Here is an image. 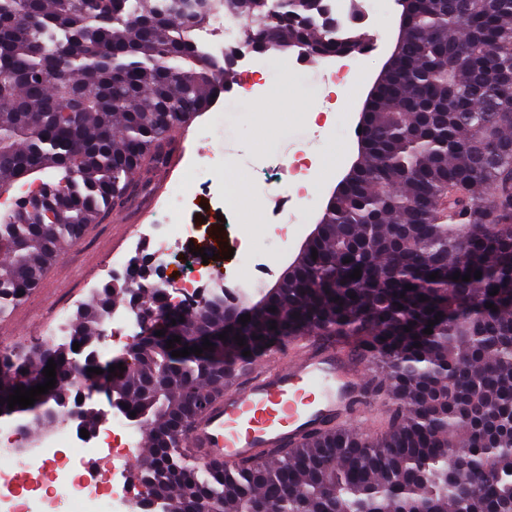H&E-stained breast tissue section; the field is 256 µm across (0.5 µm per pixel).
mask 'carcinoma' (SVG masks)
I'll return each mask as SVG.
<instances>
[{
  "label": "carcinoma",
  "mask_w": 512,
  "mask_h": 512,
  "mask_svg": "<svg viewBox=\"0 0 512 512\" xmlns=\"http://www.w3.org/2000/svg\"><path fill=\"white\" fill-rule=\"evenodd\" d=\"M220 8L266 53L319 61L358 49L296 21L303 0L286 16L265 0H209ZM0 17V101L10 104L0 109V188L41 176L38 197L0 215L2 317L89 225L151 193L173 134L226 82L223 61L191 39L208 14L177 0H0ZM367 112L357 162L317 235L261 307L232 312L250 322L225 324L222 288L165 309L149 260H135L151 287L109 283L74 315L68 342L5 354L0 399L44 383L52 359L55 388L24 409V427L61 422L72 362L99 367L91 351L104 315L124 302L154 313L164 335L136 344L125 370L92 378L145 424L140 479L156 512H512V0H410ZM457 272L472 278L454 281ZM202 334L213 350L171 356L202 346ZM297 336L358 339L376 366L384 426L328 425L253 464L199 462L185 429L251 361ZM450 448L465 449L454 479Z\"/></svg>",
  "instance_id": "obj_1"
}]
</instances>
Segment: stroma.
Segmentation results:
<instances>
[{
	"instance_id": "obj_1",
	"label": "stroma",
	"mask_w": 512,
	"mask_h": 512,
	"mask_svg": "<svg viewBox=\"0 0 512 512\" xmlns=\"http://www.w3.org/2000/svg\"><path fill=\"white\" fill-rule=\"evenodd\" d=\"M400 12L395 0H368L364 27L377 37L379 47L373 56L351 60V67L363 78L359 84L333 89L323 81L324 73L339 66L336 58L313 66L300 64L293 52L265 54L266 89L261 96H247L240 89H233L223 94L212 110L178 132L185 157L156 179L151 199L134 208L136 221L123 248L138 241L141 226L159 223L161 202L176 185L190 175L201 182L207 179V172L196 171L195 166L200 132L209 129V147L223 153L226 160L217 177L234 188L237 202L229 210L216 196L197 189L180 211L177 222L190 228L194 248H205L212 255L214 270L231 274L240 268L238 258L226 256L228 249L240 244L237 226L251 225L254 240L261 246L273 220L291 221L294 231L287 242L268 250L272 262L268 276L261 279L259 287L249 290L251 299H258L259 288L271 287L295 258L313 232L331 193L357 157L354 130L368 93L367 84L374 81L392 50ZM302 153L312 161L314 179L309 199L297 200L291 183L283 181L270 187L261 182L258 167L286 162ZM118 232V225L111 218H104L49 268L46 283L5 316L13 334L0 342V351L15 350L18 343L38 333L56 312L74 314L91 300L86 285L97 278Z\"/></svg>"
}]
</instances>
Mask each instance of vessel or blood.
Returning a JSON list of instances; mask_svg holds the SVG:
<instances>
[{"mask_svg": "<svg viewBox=\"0 0 512 512\" xmlns=\"http://www.w3.org/2000/svg\"><path fill=\"white\" fill-rule=\"evenodd\" d=\"M307 338L291 341L288 361L256 362L248 380L216 400L186 433V444L208 464L251 460L263 449L301 438L351 414L363 378L343 344L314 352Z\"/></svg>", "mask_w": 512, "mask_h": 512, "instance_id": "1", "label": "vessel or blood"}]
</instances>
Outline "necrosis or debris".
<instances>
[{"label":"necrosis or debris","instance_id":"obj_1","mask_svg":"<svg viewBox=\"0 0 512 512\" xmlns=\"http://www.w3.org/2000/svg\"><path fill=\"white\" fill-rule=\"evenodd\" d=\"M243 30L240 20L218 11L195 29L194 37L206 56L219 58L225 43L240 39ZM185 193L182 186L173 190L161 223L147 225L143 232L153 242L159 261L167 260L186 233L173 221ZM140 319L139 312L129 308L110 309L97 355L126 349L127 328ZM138 442L119 415L101 416L85 438L73 426H59L35 455L19 459L13 469H0V512H132L133 505L143 502L144 490L116 460L138 456Z\"/></svg>","mask_w":512,"mask_h":512}]
</instances>
